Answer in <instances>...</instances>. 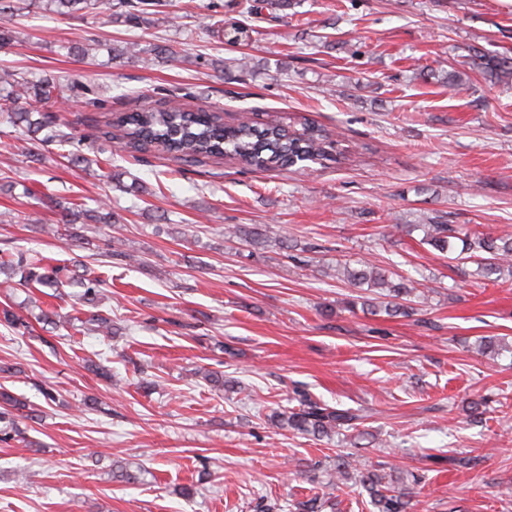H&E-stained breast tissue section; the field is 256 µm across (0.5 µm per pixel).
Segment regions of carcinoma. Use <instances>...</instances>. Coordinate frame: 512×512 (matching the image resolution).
I'll use <instances>...</instances> for the list:
<instances>
[{"instance_id":"1","label":"carcinoma","mask_w":512,"mask_h":512,"mask_svg":"<svg viewBox=\"0 0 512 512\" xmlns=\"http://www.w3.org/2000/svg\"><path fill=\"white\" fill-rule=\"evenodd\" d=\"M23 0H0V46L9 45L17 39L16 17L20 16ZM54 11L61 16L78 12L86 14L114 15L124 9L125 18H137L139 8L149 5L147 0H51ZM472 66L486 76L499 82L512 77V58L474 51ZM92 88L69 78L29 79L25 73L16 70L0 71V121L23 129L28 139L38 143L36 150L28 151L29 158L42 159V147L50 143H74V137L61 130L64 123L52 115L53 109L71 98L86 95ZM223 108L214 103L197 112H192L178 103L161 110L119 112L112 115L111 126L121 132L124 147L130 151H141L153 147L159 151L178 156L186 163H195L205 157L224 155L238 160L255 171H267L292 166V159L306 157L312 163L329 159L330 134L313 123L304 127L301 133H288L278 124H253L240 122L224 124ZM38 118H32L33 114ZM48 129L50 133L39 137ZM65 216L75 222L84 221L107 224L111 222L110 205L103 202L95 209H85L80 204L62 206ZM399 232L423 231L420 243L429 245L440 252H451L454 241L462 243L461 253L465 258L474 259L477 268L485 276L501 275L506 271L512 275V236H492L470 231L456 224H447L435 219L430 224H397ZM233 234L252 245L261 246L277 239V234L266 227L247 230L236 227ZM18 285L28 287L34 284L57 288L61 283L59 269L49 268L39 261H31L19 267ZM336 278L354 288L378 289L380 302H370L366 310L375 315H408L396 300L410 296L417 290L415 282L394 279L391 273L372 262L363 261L357 267L349 264L336 265ZM25 404L8 390L0 388V420L8 426L0 430V442H7L18 432L15 412ZM361 416L348 410L320 404L302 396L297 411H275L269 416L271 425L278 429L293 430L314 438L331 437L341 431L357 429ZM410 482L392 473L362 469L353 464L349 456L337 455L336 482L361 486L369 495L376 512H411L413 500L418 494L417 487L422 476L409 474Z\"/></svg>"}]
</instances>
